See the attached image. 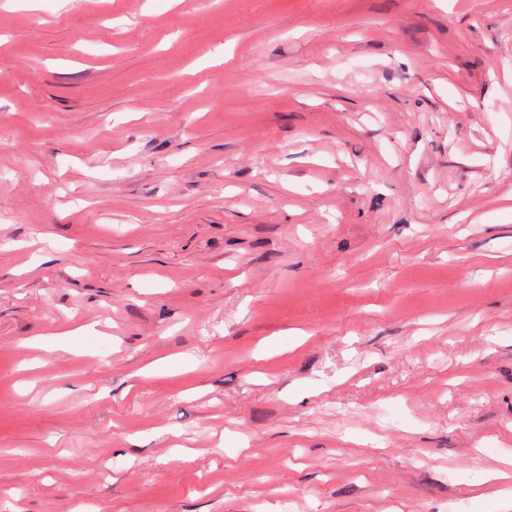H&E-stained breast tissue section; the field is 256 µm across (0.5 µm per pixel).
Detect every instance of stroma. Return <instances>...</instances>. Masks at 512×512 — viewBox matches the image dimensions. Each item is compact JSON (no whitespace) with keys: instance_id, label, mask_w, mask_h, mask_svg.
I'll use <instances>...</instances> for the list:
<instances>
[{"instance_id":"obj_1","label":"stroma","mask_w":512,"mask_h":512,"mask_svg":"<svg viewBox=\"0 0 512 512\" xmlns=\"http://www.w3.org/2000/svg\"><path fill=\"white\" fill-rule=\"evenodd\" d=\"M507 494L512 0H0V512Z\"/></svg>"}]
</instances>
